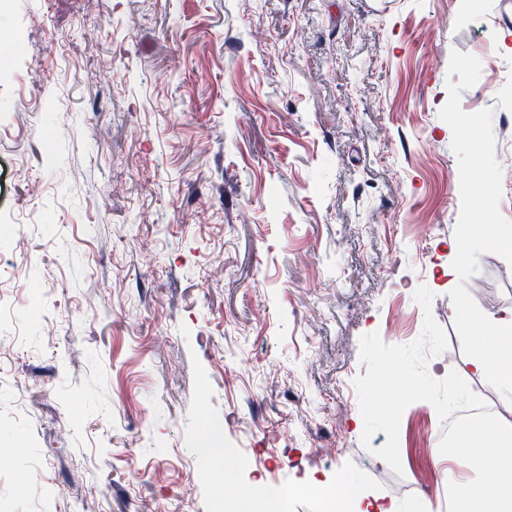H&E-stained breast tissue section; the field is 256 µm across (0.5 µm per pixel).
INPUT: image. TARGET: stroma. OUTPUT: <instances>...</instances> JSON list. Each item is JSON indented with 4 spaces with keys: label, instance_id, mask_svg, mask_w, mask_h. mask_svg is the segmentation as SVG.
<instances>
[{
    "label": "stroma",
    "instance_id": "stroma-1",
    "mask_svg": "<svg viewBox=\"0 0 512 512\" xmlns=\"http://www.w3.org/2000/svg\"><path fill=\"white\" fill-rule=\"evenodd\" d=\"M508 33L512 0L0 9V225L22 236L0 249V512H221L216 429L287 512L342 478L401 512L445 491L434 407L404 411L398 477L354 381L361 336L412 343L429 313L448 346L428 373L512 425L453 310L512 308V250L450 248L512 225Z\"/></svg>",
    "mask_w": 512,
    "mask_h": 512
}]
</instances>
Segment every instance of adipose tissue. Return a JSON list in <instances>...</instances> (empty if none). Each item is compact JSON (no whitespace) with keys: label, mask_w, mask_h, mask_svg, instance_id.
Returning a JSON list of instances; mask_svg holds the SVG:
<instances>
[{"label":"adipose tissue","mask_w":512,"mask_h":512,"mask_svg":"<svg viewBox=\"0 0 512 512\" xmlns=\"http://www.w3.org/2000/svg\"><path fill=\"white\" fill-rule=\"evenodd\" d=\"M455 310L486 327L474 341L468 361L471 374L495 377L502 389L512 394V308L489 318L465 301L458 302Z\"/></svg>","instance_id":"adipose-tissue-1"}]
</instances>
